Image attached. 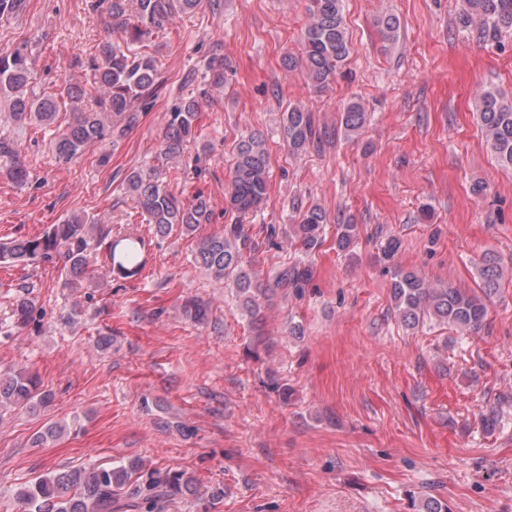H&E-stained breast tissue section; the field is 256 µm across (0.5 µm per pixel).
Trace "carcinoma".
<instances>
[{
    "label": "carcinoma",
    "mask_w": 512,
    "mask_h": 512,
    "mask_svg": "<svg viewBox=\"0 0 512 512\" xmlns=\"http://www.w3.org/2000/svg\"><path fill=\"white\" fill-rule=\"evenodd\" d=\"M202 0H92L93 12L107 14L112 32L119 39L108 41L101 48V57L91 61L85 84L63 83L60 92L36 96L28 86L31 79L29 60L24 49L17 47L0 52V98L9 101L6 121L36 123L51 127L56 123L60 105H67L71 120L57 128L51 141L58 160L71 161L85 148L106 137L117 141L136 124L135 102L149 93L158 79L155 60L146 52L136 51L152 30L175 14L195 11ZM464 17L476 21L492 36L512 29V0H465ZM309 23L305 29V55L302 60L292 56L284 65L292 69L303 65L309 79L319 89L336 78L352 53L351 42L343 17V0H309ZM479 117L487 145L498 164L512 171V101L507 102L494 89H485L479 97ZM199 103L185 102L170 114L162 138L165 156L175 159L183 155L187 145L197 139ZM367 123V113L357 102L349 103L342 113L347 137L360 135ZM283 131L292 153L299 154L316 136L311 113L298 107L283 116ZM24 186L30 177L20 151L12 139L0 135V177ZM127 192L156 233L166 235L173 225L191 234L200 224L210 220L209 200L201 193L191 200H179L156 177L133 171L126 178ZM269 191V157L265 143L257 135L240 140L230 168L225 202L240 215L256 210ZM326 215L317 208L305 211L291 231L301 249L311 253L323 242ZM357 234V225H336V245L349 249ZM104 239L100 224H88L74 215L61 224H51L42 233L0 243V266L15 267L59 256L70 283L78 284L94 272L92 255L95 239ZM145 242L129 234L112 239L107 246L109 273L131 278L144 268ZM258 249L256 239L248 235L243 224H226L224 231L200 239L194 260L217 280L235 289L243 311L251 322L260 325L264 319V303L270 301L275 289L288 291L303 287L311 277L310 268L297 262L277 268L274 288H265L252 271L251 253ZM401 249L397 237H389L381 249V260L393 266L391 294L403 325L417 327L425 318H433L460 330L479 331L488 316L487 301L500 288L502 269L498 258L489 254L479 268L482 296L469 295L450 285L435 286L415 271H404L396 265ZM34 300L29 293L19 295L12 309V318L20 326L33 318ZM183 317L196 324L210 318L209 306L189 299L181 307ZM52 402V393L40 389L36 376L22 369L0 366V407L4 405L36 411ZM66 432L60 423L45 427L35 438L39 445L56 441ZM128 494L130 507L142 512H160L168 499L178 494L196 493L194 482L184 473L147 466L139 459L126 463L97 466L86 471L47 472L33 482L15 489V497L28 512H112L122 494Z\"/></svg>",
    "instance_id": "1"
}]
</instances>
